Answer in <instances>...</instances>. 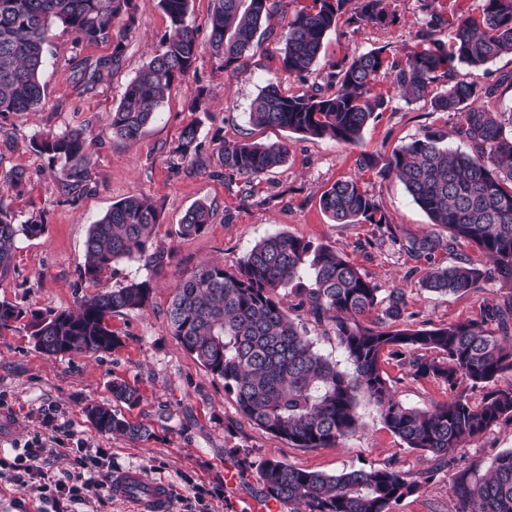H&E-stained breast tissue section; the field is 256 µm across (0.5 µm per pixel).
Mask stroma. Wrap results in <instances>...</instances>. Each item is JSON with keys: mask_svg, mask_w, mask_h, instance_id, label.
Here are the masks:
<instances>
[{"mask_svg": "<svg viewBox=\"0 0 512 512\" xmlns=\"http://www.w3.org/2000/svg\"><path fill=\"white\" fill-rule=\"evenodd\" d=\"M308 2L272 0L270 17L263 23L268 34L239 69H223L208 51H201L189 75L172 86L155 120L131 142L113 137L109 116L171 30L159 0H134L133 18L116 19L113 29L124 38L123 67L90 93L76 88L74 61L108 55L112 43L79 45L63 26L52 27L41 72L42 107L0 114V172H26L21 190L6 191L5 197L17 222L36 217L45 225L41 235L18 241L13 271L0 284V301L31 313L74 310L85 297L142 280L149 282L152 292L146 308L113 315L112 330L120 343L97 356L50 357L35 347L24 325L0 331V459L6 449L37 437L50 450L49 475L62 478L71 471L67 449L101 448L110 455L113 474L137 471L148 481L167 484L169 512H262L265 497L251 464L266 458L329 474L371 465L414 475L431 466L430 454L406 447L386 427L378 409L365 401L358 407L360 429L335 448H299L254 427L242 416L233 394L225 391L223 379L207 373L168 326L167 310L180 279L206 262L234 271L258 241L277 232L330 245L382 289H404V320L417 326L478 321L489 303L512 295V285L498 280L463 295L429 292L421 279L431 266L465 259L482 267L486 258L464 242L449 254L413 257L382 236L377 225L337 224L319 206L322 192L334 182L356 179L373 196L395 234L429 231L427 215L404 186L381 179L361 156L388 158L429 129L441 131L448 148L467 149V140L458 132L460 116L434 111L423 101H406L388 76L374 87L385 106L365 126L357 147L262 130L249 122L251 102L267 84L297 95L323 83L333 64L355 55L380 50L389 57H405L418 45V34L431 15L446 20L475 15L481 0H387L395 20L385 26L359 25L340 15L313 73L301 82L282 67L279 33L284 20ZM454 77L496 85V93L482 99V106L492 112L512 109L511 54L481 68L457 67ZM200 86L206 90L207 109L194 112L190 103ZM192 122L199 125L205 166L195 174L178 167L173 153L182 129ZM77 126L90 130L92 182L71 202L62 193L58 167L34 151L31 142ZM243 140L287 142L288 161L248 185L239 177L221 175L224 145ZM132 195L149 197L161 210L149 250L161 254L163 264L153 267L142 258H125L98 282H89L82 275L89 227L112 204ZM198 201L213 206L212 222L199 235L181 237L182 217ZM382 368L404 405L429 408L450 395L443 383L413 378L397 360H385ZM116 382L137 389L139 402L120 405L119 410L130 421L148 425V439L132 442L106 436L88 420L86 407L111 400ZM235 448L249 462L240 465L238 480L229 484L224 472ZM511 448L512 420L504 419L456 451L448 468L420 484L393 512H454L450 486L456 474L465 469L485 471L499 453Z\"/></svg>", "mask_w": 512, "mask_h": 512, "instance_id": "1", "label": "stroma"}]
</instances>
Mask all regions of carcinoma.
<instances>
[{"label":"carcinoma","instance_id":"1","mask_svg":"<svg viewBox=\"0 0 512 512\" xmlns=\"http://www.w3.org/2000/svg\"><path fill=\"white\" fill-rule=\"evenodd\" d=\"M132 0H0V112H28L45 98L40 71L52 25L60 23L75 34L76 43L112 41V52L93 61L80 59L79 90L89 92L121 67L124 42L113 34L114 20L130 10ZM171 24L160 49L127 86L110 115L112 135L135 140L153 120L175 82L194 66L200 45L187 22L188 0H159ZM207 19L211 55L224 69L250 51L269 16L268 0H212ZM352 7L351 19L365 25L394 21L385 0H312L283 25L284 70L300 80L312 73L326 35L337 17ZM448 42L427 32L420 49L404 60L371 50L338 63L325 86L311 93L283 95L269 83L254 99L250 123L277 128L305 138H330L359 145L362 132L385 100L373 95L378 79L393 75L407 100H428L436 112L462 118L460 134L471 151L442 145L443 135L429 130L403 145L383 163L374 158L383 179L402 183L432 226L442 232L409 234L391 241L414 256L452 251L465 240L490 263L484 269L465 260L431 267L421 286L431 292L464 294L491 279L512 283V110L490 112L478 100L494 94L495 86L479 87L454 80L459 65L479 68L512 54V0H482L479 16L448 24ZM448 78L447 87L435 83ZM89 134L84 127L65 130L34 143V148L59 166L62 188L78 198L91 180ZM199 125L181 132L174 153L181 165L199 162ZM284 142L241 143L224 147L222 162L229 175L244 182L286 163ZM320 207L338 224L361 221L382 225L379 206L355 179L333 183L320 196ZM212 206L200 201L185 213L180 234H200L211 222ZM158 206L146 196L116 202L90 225L85 242L83 275L98 279L112 263L144 257ZM35 220L15 223L0 196V282L9 277L17 240L41 234ZM151 288L146 281L99 292L84 299L76 311L32 315L31 335L45 355L108 352L118 343L112 315L147 306ZM297 299L288 305L287 298ZM407 301L401 288L387 292L325 244L286 233L256 243L230 273L204 264L175 286L167 310L169 326L183 349L207 373L224 380L243 417L257 428L300 448H332L360 428L359 398L374 404L388 429L407 447L428 452L449 463L448 454L477 440L501 419H512V388L490 389L471 403L459 386L485 387L504 370H512V295L491 304L477 321L445 327L419 328L389 323L404 318ZM297 312L296 317L287 310ZM377 314L371 326L362 323ZM25 318L15 305L0 302V330ZM308 319L333 334L349 368L323 357L306 327ZM427 352L440 357L429 359ZM392 357L410 368L415 378L448 385L452 396L432 408L409 407L393 394L382 362ZM112 398L128 405L137 390L112 384ZM86 415L102 434L141 441L150 429L131 422L110 404H94ZM265 496L290 512H391L392 505L414 491L417 481L394 468L360 467L328 474L267 458L257 465ZM456 512H512V450L498 455L486 473L464 470L452 487Z\"/></svg>","mask_w":512,"mask_h":512}]
</instances>
